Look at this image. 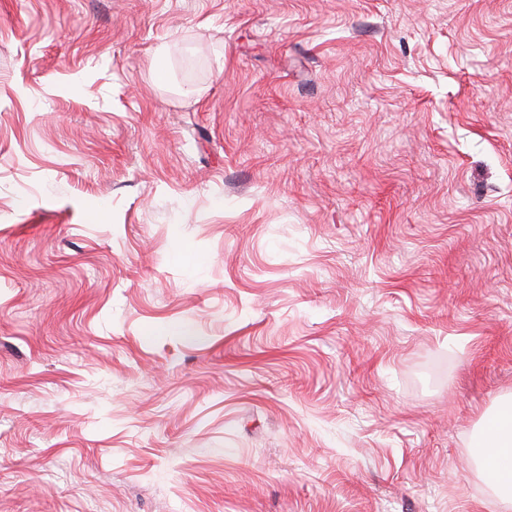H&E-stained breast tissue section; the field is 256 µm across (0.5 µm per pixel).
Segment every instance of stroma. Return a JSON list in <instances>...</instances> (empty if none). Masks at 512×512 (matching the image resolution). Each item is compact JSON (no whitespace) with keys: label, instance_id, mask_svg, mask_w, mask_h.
Returning <instances> with one entry per match:
<instances>
[{"label":"stroma","instance_id":"35a3bbf8","mask_svg":"<svg viewBox=\"0 0 512 512\" xmlns=\"http://www.w3.org/2000/svg\"><path fill=\"white\" fill-rule=\"evenodd\" d=\"M512 0H0V512H506ZM508 417V425L494 424L488 431L489 448H495V456L489 463L497 485H512V417Z\"/></svg>","mask_w":512,"mask_h":512}]
</instances>
